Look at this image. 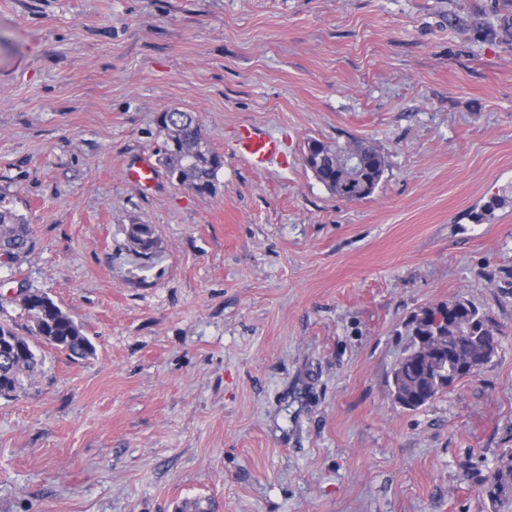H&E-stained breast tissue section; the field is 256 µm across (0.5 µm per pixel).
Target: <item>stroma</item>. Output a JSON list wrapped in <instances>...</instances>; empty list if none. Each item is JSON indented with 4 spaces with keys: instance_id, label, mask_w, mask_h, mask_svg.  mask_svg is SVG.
<instances>
[{
    "instance_id": "1",
    "label": "stroma",
    "mask_w": 512,
    "mask_h": 512,
    "mask_svg": "<svg viewBox=\"0 0 512 512\" xmlns=\"http://www.w3.org/2000/svg\"><path fill=\"white\" fill-rule=\"evenodd\" d=\"M512 0H0V196L35 246L0 268L81 323L0 398V512H492L512 453ZM193 113L224 166L202 196L156 157ZM289 136L257 170L238 124ZM387 167L348 202L308 140ZM501 199L493 218L474 215ZM152 225L149 257L126 228ZM475 304L496 356L417 411L389 392L405 322ZM359 155L363 166L354 178L344 175L343 164L348 156ZM307 166L315 178L329 191L348 199L365 200L378 187L386 170V160L372 143L354 141L341 145L310 140L306 147ZM126 177L136 186L145 190L151 188L158 181L159 170L149 159H145L127 168ZM482 496L493 506H504L512 500V454L503 456L481 483Z\"/></svg>"
}]
</instances>
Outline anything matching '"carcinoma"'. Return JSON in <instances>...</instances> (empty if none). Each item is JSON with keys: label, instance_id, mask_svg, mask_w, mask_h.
I'll return each mask as SVG.
<instances>
[{"label": "carcinoma", "instance_id": "obj_1", "mask_svg": "<svg viewBox=\"0 0 512 512\" xmlns=\"http://www.w3.org/2000/svg\"><path fill=\"white\" fill-rule=\"evenodd\" d=\"M180 131L164 141L158 152V163L173 178L187 184L200 195H212L217 190V175L223 166L221 157L208 146L200 145L202 133L196 117L179 113ZM359 155L363 166L354 178L344 175L347 157ZM307 166L315 178L329 191L348 199L365 200L378 187L386 170L381 151L369 142L354 141L345 145L310 140L306 147ZM127 241L132 253L146 257L157 252L159 240L150 224L134 222L128 225ZM34 241L25 218L0 198V267L12 268L21 263L33 249ZM20 306L28 317V336L20 335L15 327L0 321V397H13L24 380L37 371L39 356L35 337L58 350L77 358L94 353V347L81 324L65 312L45 292L23 290ZM448 314L447 325L439 331L433 328V313ZM440 336L439 344L450 356L449 363L474 361L483 351L481 337L492 336L499 330L469 302L458 299L438 307H425L405 323V348L395 364L390 394L399 399L404 410L417 411L448 390L425 377L418 361V347L412 332ZM481 493L493 506H503L512 500V454L502 457L481 483Z\"/></svg>", "mask_w": 512, "mask_h": 512}]
</instances>
